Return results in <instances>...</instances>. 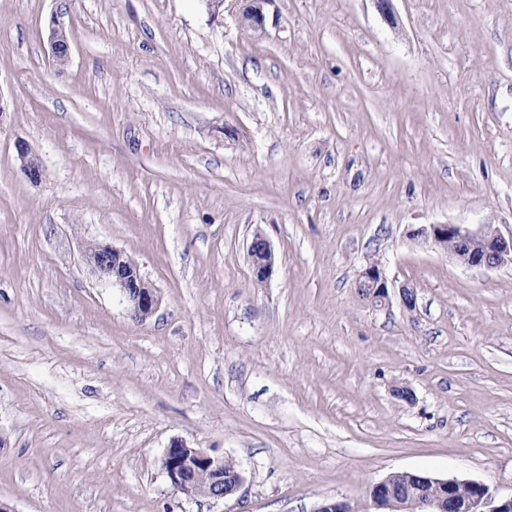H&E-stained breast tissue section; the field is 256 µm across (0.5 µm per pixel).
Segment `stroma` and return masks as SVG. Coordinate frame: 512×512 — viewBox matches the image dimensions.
Returning <instances> with one entry per match:
<instances>
[{
	"label": "stroma",
	"instance_id": "1",
	"mask_svg": "<svg viewBox=\"0 0 512 512\" xmlns=\"http://www.w3.org/2000/svg\"><path fill=\"white\" fill-rule=\"evenodd\" d=\"M241 7L0 0V501L312 512L399 472L511 496L512 265L409 233L512 232V0H392V24L375 0H271L259 35ZM94 245L138 263L151 318L91 273ZM370 262L413 311L359 298ZM175 438L234 460L240 492L175 490ZM19 168L26 178L32 183H38L40 164L36 156L32 153L28 144L23 140H18L15 144ZM413 239L436 246L459 265L494 269L512 264V232L505 236L494 224H424L410 233ZM248 254L255 281L266 285L275 273L276 257L269 240L259 228L253 233Z\"/></svg>",
	"mask_w": 512,
	"mask_h": 512
}]
</instances>
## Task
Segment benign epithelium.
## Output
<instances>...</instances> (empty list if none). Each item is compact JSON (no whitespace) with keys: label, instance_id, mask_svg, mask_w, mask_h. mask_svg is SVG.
Instances as JSON below:
<instances>
[{"label":"benign epithelium","instance_id":"1","mask_svg":"<svg viewBox=\"0 0 512 512\" xmlns=\"http://www.w3.org/2000/svg\"><path fill=\"white\" fill-rule=\"evenodd\" d=\"M270 0H244L240 23L246 29L261 33L265 29L264 6ZM72 32L53 23L47 32L51 56L64 46L71 48ZM19 168L26 178L39 181L40 164L28 144H15ZM410 236L436 246L459 265L476 269H494L512 264V233L504 235L493 224L473 228L466 224H424L413 229ZM252 274L261 285L267 284L276 269L274 250L261 229L253 233L248 247ZM85 260L101 281L118 288L125 299L127 310L138 321L152 317L160 304L155 288L143 277L139 267L126 264L125 253L109 246L95 247L87 252ZM356 287L364 292V300L374 307L389 302L387 278L375 263L368 264L359 274ZM162 468L170 484L177 491L194 497L196 481L208 485L205 497L221 500L235 495L243 486L245 477L235 473L231 483L224 484V455L214 449L194 448L182 439L172 440L162 457ZM421 493L408 502L411 512H512V496L498 498L489 486L469 480L440 479L429 474L412 473ZM394 497L392 477L374 483L363 506L365 512H380L387 499Z\"/></svg>","mask_w":512,"mask_h":512}]
</instances>
